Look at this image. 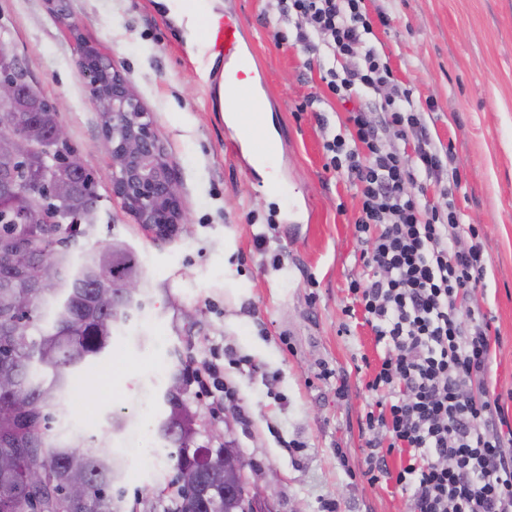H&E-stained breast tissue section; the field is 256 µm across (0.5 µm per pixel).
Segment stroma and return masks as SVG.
<instances>
[{
  "label": "stroma",
  "mask_w": 512,
  "mask_h": 512,
  "mask_svg": "<svg viewBox=\"0 0 512 512\" xmlns=\"http://www.w3.org/2000/svg\"><path fill=\"white\" fill-rule=\"evenodd\" d=\"M366 6L391 17L370 45L417 104L431 106L429 134L457 158L459 221L478 228L488 258L482 287L461 305L492 320L498 340L485 383L512 427V0ZM216 10L242 20L265 73L283 190L274 199L218 106L223 58L199 57L164 0H0V47L46 98L61 102L70 143L98 177L109 219L92 245L126 242L143 271V310L94 359L85 399L60 396L50 436L67 442L77 434L88 448L112 436L124 459L125 505L166 512L173 501L162 491L176 469L157 434L164 396L173 373L211 360L221 369L216 392L184 383L183 398L202 420L197 442L225 433L266 512H409L410 494L396 482L407 455L365 421L378 398L367 384L386 350L361 316L344 313L350 281L367 272L354 234L357 192L324 171L320 128L299 106L308 95L325 96L321 108L334 130L345 111L327 98L306 55L279 43L290 25L276 0H221ZM83 46L112 62L153 119L187 217L168 237L139 224L112 195L101 112L77 64ZM292 202L305 209L295 228L277 221ZM115 416L127 422L118 435ZM372 441L388 473L373 475Z\"/></svg>",
  "instance_id": "obj_1"
}]
</instances>
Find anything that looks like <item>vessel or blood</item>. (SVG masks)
I'll return each instance as SVG.
<instances>
[{
    "instance_id": "1",
    "label": "vessel or blood",
    "mask_w": 512,
    "mask_h": 512,
    "mask_svg": "<svg viewBox=\"0 0 512 512\" xmlns=\"http://www.w3.org/2000/svg\"><path fill=\"white\" fill-rule=\"evenodd\" d=\"M211 50L224 58V109L244 112V125L249 138L264 153L275 154L278 145L265 134L267 104L256 80H245V70L251 69L249 53L243 47V26L237 17L225 18L210 35Z\"/></svg>"
}]
</instances>
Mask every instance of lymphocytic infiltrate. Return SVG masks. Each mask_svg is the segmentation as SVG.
I'll use <instances>...</instances> for the list:
<instances>
[{
    "instance_id": "f902f5d3",
    "label": "lymphocytic infiltrate",
    "mask_w": 512,
    "mask_h": 512,
    "mask_svg": "<svg viewBox=\"0 0 512 512\" xmlns=\"http://www.w3.org/2000/svg\"><path fill=\"white\" fill-rule=\"evenodd\" d=\"M278 4L297 18L292 45L344 62L322 77L327 96L348 107L342 132L323 134V168L356 187L355 234L370 245L374 273L348 290L387 348L368 387L391 397L376 401L366 425L407 449L396 481L413 488L411 512H512V430L501 431L504 411L482 383L491 325L466 324L459 308L461 295L482 284L487 258L477 229L427 196L443 180V155L409 90L367 42L389 17L370 15L365 0ZM370 91L383 97L377 122L356 104ZM384 127L396 142L383 139ZM412 134L418 145L410 155L400 143Z\"/></svg>"
}]
</instances>
